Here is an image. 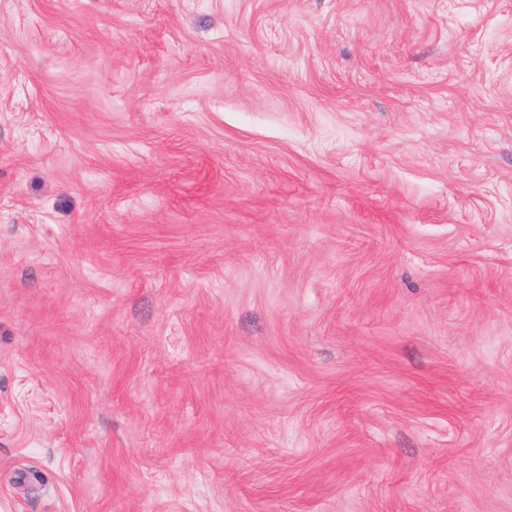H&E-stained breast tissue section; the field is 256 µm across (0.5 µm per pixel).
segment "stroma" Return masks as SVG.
I'll return each mask as SVG.
<instances>
[{
  "label": "stroma",
  "instance_id": "obj_1",
  "mask_svg": "<svg viewBox=\"0 0 512 512\" xmlns=\"http://www.w3.org/2000/svg\"><path fill=\"white\" fill-rule=\"evenodd\" d=\"M0 512H512V0H0Z\"/></svg>",
  "mask_w": 512,
  "mask_h": 512
}]
</instances>
